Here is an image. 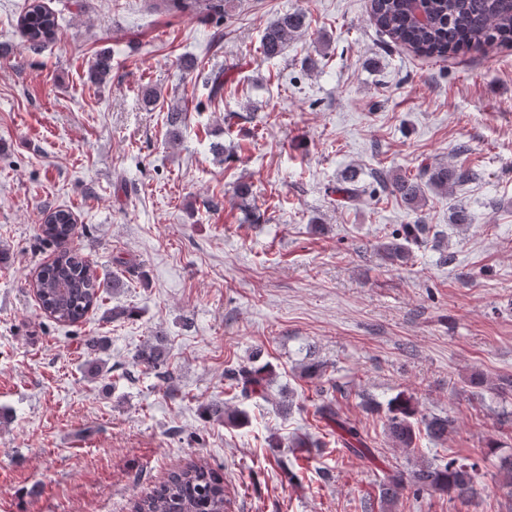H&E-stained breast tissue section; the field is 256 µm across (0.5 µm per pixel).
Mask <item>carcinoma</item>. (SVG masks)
Returning <instances> with one entry per match:
<instances>
[{
	"mask_svg": "<svg viewBox=\"0 0 512 512\" xmlns=\"http://www.w3.org/2000/svg\"><path fill=\"white\" fill-rule=\"evenodd\" d=\"M166 11L187 9L219 14L224 0H152ZM426 21H421L412 0H371L373 24L387 32L393 42L427 57L446 58L465 48H482L496 41L512 39V0H422ZM20 28L28 49L40 53L57 40L58 18L43 0H29L20 16ZM308 26L302 10L285 12L268 25L261 38V53L271 59L280 56L293 37ZM112 69L111 55L106 49L95 55L89 79L104 82ZM229 80L224 72H210L204 86L208 99L220 102ZM475 177L472 171L448 165L426 168L422 174L409 177L390 176L385 183L389 193L406 206L417 210L423 206L425 188L451 191ZM332 192L349 201L363 192L359 177L353 173L336 183ZM75 218L68 209H48L41 231L56 248L54 259L42 265L29 283L45 315L62 325L83 322L90 310L99 305L109 287L100 279L89 262L75 250L70 241L74 235ZM165 336L158 331L134 355V363L157 370L165 364ZM230 380L244 397H269L272 371L269 368L241 366L230 373ZM316 414L331 427H337L342 447L359 457L372 455L370 436L345 421L337 403L324 400L316 405ZM451 421L446 417H420L418 403L405 393L396 395L387 406L386 433L401 448L415 447L420 433L432 439L448 435ZM484 457L450 458L443 465L423 462L408 476L387 475L380 485V498L392 500L405 482L416 491H436L448 500L470 503L479 495V476ZM223 475L207 464L188 463L172 471L168 478L154 487L133 505V512H227Z\"/></svg>",
	"mask_w": 512,
	"mask_h": 512,
	"instance_id": "1",
	"label": "carcinoma"
}]
</instances>
